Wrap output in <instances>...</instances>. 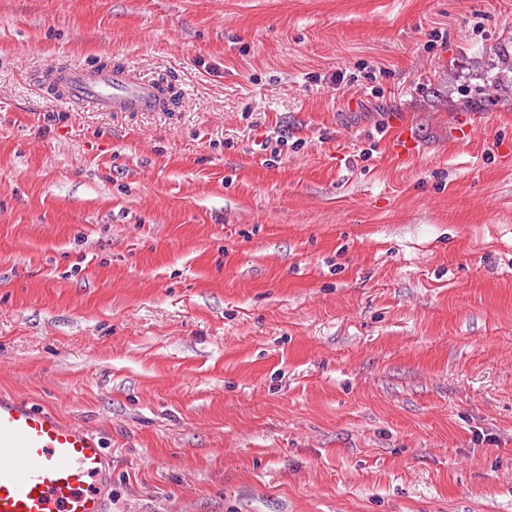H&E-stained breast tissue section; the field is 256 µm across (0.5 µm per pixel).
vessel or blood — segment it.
Instances as JSON below:
<instances>
[{"label": "vessel or blood", "instance_id": "vessel-or-blood-1", "mask_svg": "<svg viewBox=\"0 0 512 512\" xmlns=\"http://www.w3.org/2000/svg\"><path fill=\"white\" fill-rule=\"evenodd\" d=\"M57 96L98 112H159L160 83L133 70L54 71ZM112 458L95 431L0 395V512H109Z\"/></svg>", "mask_w": 512, "mask_h": 512}]
</instances>
